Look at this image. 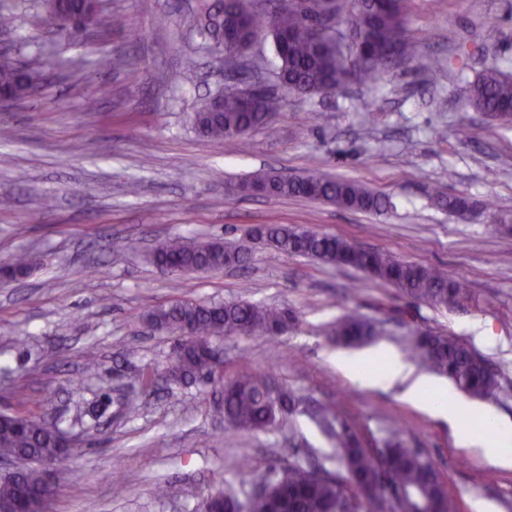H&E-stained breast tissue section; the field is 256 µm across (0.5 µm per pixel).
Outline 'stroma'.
Wrapping results in <instances>:
<instances>
[{
	"mask_svg": "<svg viewBox=\"0 0 512 512\" xmlns=\"http://www.w3.org/2000/svg\"><path fill=\"white\" fill-rule=\"evenodd\" d=\"M15 17L0 44L28 59L32 44L64 55L90 52V74L49 73L39 93L0 106V262L32 258L30 274L0 279V412L76 414L99 404L100 421L74 426L82 451L53 468L51 512H193L201 492L240 493L238 460L260 476L293 453L325 461L332 442L306 410L333 404L376 450L391 429L434 462L454 512H512V469L458 447L446 420L404 400L401 386L374 389L335 365L323 332L358 313L386 320L375 350L401 354L414 329L457 337L499 375L488 410L512 425V125L468 104L490 64L512 72V0H408L406 36L441 62L430 75L396 66L378 88L289 97L253 130L246 148L201 137L193 116L229 75L223 56L193 31L197 0H105L119 27L100 25L74 44L35 25L40 0H8ZM197 78L183 80L187 67ZM110 98L83 109L90 83ZM271 169L354 180L389 197L381 213L304 198L230 197L228 183ZM137 193H130V184ZM491 204L502 217L462 218L429 196L432 187ZM55 207L42 212L43 197ZM261 224H293L385 250L465 278L473 304L411 306L395 288L352 268L256 247L223 271L171 273L150 254L170 238L248 243ZM250 300L293 309L295 327L270 342L228 337L224 374L269 373L301 399L293 428L236 434L204 381L145 387L141 371L164 372L175 338L150 327L149 311L176 301ZM99 368L82 374L84 353ZM167 493L157 496L155 486Z\"/></svg>",
	"mask_w": 512,
	"mask_h": 512,
	"instance_id": "35a3bbf8",
	"label": "stroma"
}]
</instances>
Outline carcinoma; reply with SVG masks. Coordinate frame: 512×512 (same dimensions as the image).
Wrapping results in <instances>:
<instances>
[{
	"mask_svg": "<svg viewBox=\"0 0 512 512\" xmlns=\"http://www.w3.org/2000/svg\"><path fill=\"white\" fill-rule=\"evenodd\" d=\"M408 0H280L269 11L254 0H201L197 8L196 35L217 41L226 33L253 31L271 37L275 75L282 93L298 98L338 91L351 82L374 86L397 61L413 60L415 47L406 39ZM75 13H102L97 0H66ZM335 19L347 24L348 34L314 37L313 26ZM91 63L89 53L61 58L49 47H35L24 63L0 56V91L23 101L41 87L45 69L61 67L73 73ZM240 77L218 92V106L207 99L194 114L197 132L207 138L245 143V136L280 110L279 94L269 92L249 105ZM469 104L476 112L512 122V74L492 64L470 88ZM262 189L269 197H303L340 208L381 212L386 197L354 180L315 174L285 177L259 173L230 183L226 193L254 195ZM439 203L455 214L473 213L479 206L463 196L436 194ZM251 240L283 256H303L329 265L350 266L370 278L396 288L411 304L439 308L472 302L468 281L426 265L402 261L380 249L361 247L335 235L320 234L288 224H263ZM251 248L222 239L184 241L169 239L151 253L154 265L172 272H207L242 266ZM147 320L159 330L188 328V339L178 338L167 380L187 384L209 373L224 394V422L233 432L256 433L277 427L298 414L299 398L274 377L240 371L224 378V362L213 350L226 336H265L274 339L293 327L296 317L287 308L249 301L198 303L180 301L157 308ZM383 334L381 324L359 315H346L334 323L330 335L347 346L358 347ZM405 356L448 378L454 387L475 399L492 401L499 379L487 360L462 340L436 332H418ZM321 431L334 441L339 468L294 459L274 462L265 475L254 478L247 456L239 471L251 477V491L241 498L232 491H215L198 499L194 512H351L350 495L364 493L359 512H448L443 484L427 455L412 448L398 431L383 441L378 455L361 447L355 433L340 421L334 407L311 414ZM66 432L62 420L46 414H0V458L24 466L0 480V505L18 506L19 512H47L38 491L51 466L71 452L60 447L58 434Z\"/></svg>",
	"mask_w": 512,
	"mask_h": 512,
	"instance_id": "carcinoma-1",
	"label": "carcinoma"
}]
</instances>
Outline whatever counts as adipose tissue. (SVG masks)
I'll use <instances>...</instances> for the list:
<instances>
[{
  "instance_id": "adipose-tissue-1",
  "label": "adipose tissue",
  "mask_w": 512,
  "mask_h": 512,
  "mask_svg": "<svg viewBox=\"0 0 512 512\" xmlns=\"http://www.w3.org/2000/svg\"><path fill=\"white\" fill-rule=\"evenodd\" d=\"M334 360L344 375L361 385L376 387L386 383L403 384V396L409 403L447 419L449 424H456L457 409L452 404L454 396L448 388L428 376L413 375L411 369L397 356L388 355V367L381 374L364 372V360L360 357L339 353ZM482 417L486 425L494 430L495 440L489 443L482 438L462 433L458 436L460 446L480 450L501 467L512 468V430L499 428L494 414L490 411H483Z\"/></svg>"
}]
</instances>
